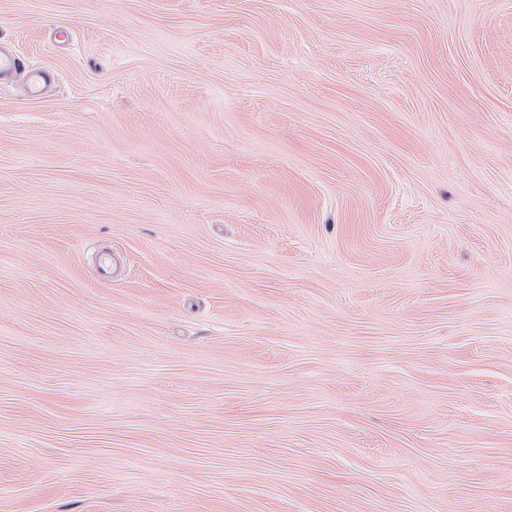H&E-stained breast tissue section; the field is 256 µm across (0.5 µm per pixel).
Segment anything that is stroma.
I'll return each instance as SVG.
<instances>
[{
	"mask_svg": "<svg viewBox=\"0 0 512 512\" xmlns=\"http://www.w3.org/2000/svg\"><path fill=\"white\" fill-rule=\"evenodd\" d=\"M1 46L0 512H512V0H0Z\"/></svg>",
	"mask_w": 512,
	"mask_h": 512,
	"instance_id": "35a3bbf8",
	"label": "stroma"
}]
</instances>
